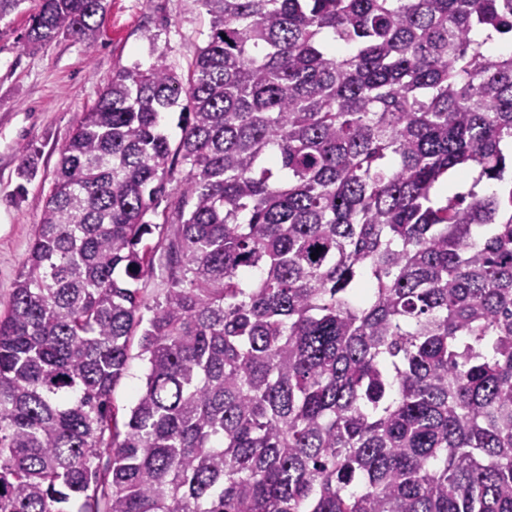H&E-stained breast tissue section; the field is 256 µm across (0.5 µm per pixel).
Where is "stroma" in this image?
<instances>
[{
  "mask_svg": "<svg viewBox=\"0 0 512 512\" xmlns=\"http://www.w3.org/2000/svg\"><path fill=\"white\" fill-rule=\"evenodd\" d=\"M40 0L0 22V303L25 265L68 141L101 89L124 67L164 64L186 76L208 17L193 0H107L93 46L61 36L40 48L22 37Z\"/></svg>",
  "mask_w": 512,
  "mask_h": 512,
  "instance_id": "obj_1",
  "label": "stroma"
}]
</instances>
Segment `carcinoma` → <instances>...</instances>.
<instances>
[{
  "instance_id": "cac0c4a2",
  "label": "carcinoma",
  "mask_w": 512,
  "mask_h": 512,
  "mask_svg": "<svg viewBox=\"0 0 512 512\" xmlns=\"http://www.w3.org/2000/svg\"><path fill=\"white\" fill-rule=\"evenodd\" d=\"M193 2L187 83L116 72L59 150L0 311V512H512V50L473 37L512 0ZM104 15L41 0L25 41ZM138 351V336H136L131 346L132 359L130 360L128 372L116 386L113 393L114 402L120 408V414L124 412L122 408L132 405L137 392L143 386L145 363L137 357Z\"/></svg>"
}]
</instances>
